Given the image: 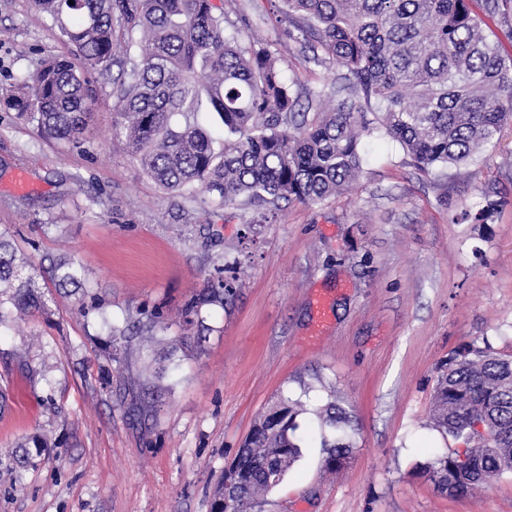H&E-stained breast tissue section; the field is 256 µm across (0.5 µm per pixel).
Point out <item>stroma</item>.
<instances>
[{"label": "stroma", "mask_w": 512, "mask_h": 512, "mask_svg": "<svg viewBox=\"0 0 512 512\" xmlns=\"http://www.w3.org/2000/svg\"><path fill=\"white\" fill-rule=\"evenodd\" d=\"M278 0H224L304 91L334 66L296 41ZM32 0H0V89L64 53ZM125 60L95 76L80 146L41 139L0 106V231L18 248L81 262L117 322L175 315L222 274L235 294L203 311L204 342L172 325L162 344L111 346L72 288L50 317L0 328V512H210L246 436L281 397L350 407L356 450L332 472L318 442L260 512H512V479L441 495L417 463L451 447L429 423L440 366L459 345L512 355V134L486 161L427 172L364 138L351 191L283 203L263 224L203 187L170 192L112 140ZM499 202L493 223L459 221ZM172 356L156 377L154 359Z\"/></svg>", "instance_id": "35a3bbf8"}]
</instances>
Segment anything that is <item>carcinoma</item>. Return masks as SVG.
<instances>
[{
  "label": "carcinoma",
  "instance_id": "carcinoma-1",
  "mask_svg": "<svg viewBox=\"0 0 512 512\" xmlns=\"http://www.w3.org/2000/svg\"><path fill=\"white\" fill-rule=\"evenodd\" d=\"M294 39L313 44L340 71L333 95L307 97L278 66L270 46L239 45L214 0H33L81 60H45L6 90V105L49 140L79 144L91 115V76L110 70L115 24L138 49L123 71L112 137L125 140L143 172L170 191L198 184L224 206L272 211L280 202L318 204L346 191L363 172L361 136L398 142L423 171L478 161L512 129V59L484 33L485 19L512 28V0H283ZM216 112L224 145L198 121ZM0 231V327L50 312V299ZM42 271L58 288L87 292L85 267L44 255ZM221 276L182 305V327L202 323L207 305L233 296ZM90 309L112 342H132L95 293ZM148 339L169 329L164 313L147 315ZM298 400L283 398L238 450L211 512H255L298 460ZM325 466L344 468L356 446L351 410L337 402L316 413ZM433 425L462 448L435 451L422 476L450 497L512 476V356L489 344H465L448 360L433 395Z\"/></svg>",
  "mask_w": 512,
  "mask_h": 512
}]
</instances>
